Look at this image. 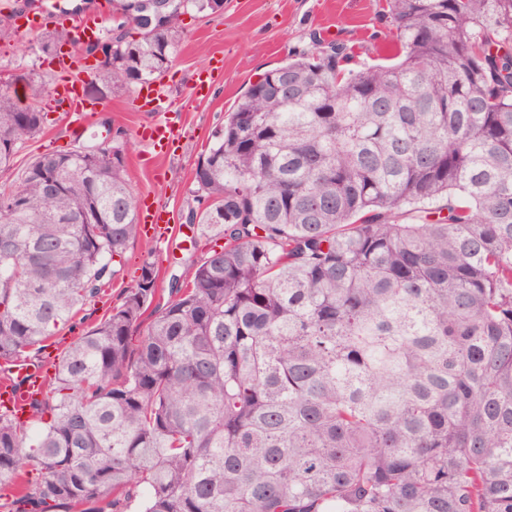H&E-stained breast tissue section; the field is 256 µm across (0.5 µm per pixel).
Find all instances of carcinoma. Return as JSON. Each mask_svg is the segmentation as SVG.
<instances>
[{
    "label": "carcinoma",
    "mask_w": 512,
    "mask_h": 512,
    "mask_svg": "<svg viewBox=\"0 0 512 512\" xmlns=\"http://www.w3.org/2000/svg\"><path fill=\"white\" fill-rule=\"evenodd\" d=\"M109 2L98 100L160 79L183 16L220 9ZM386 7L395 57L295 53L214 130L190 218L224 244L173 299L143 325L144 260L58 353L31 430L0 413V487L42 474L10 512H512V0ZM47 93L0 82L1 174ZM124 159L117 130L110 160L44 153L0 185L1 363L112 285L140 233Z\"/></svg>",
    "instance_id": "1"
}]
</instances>
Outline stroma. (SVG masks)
Segmentation results:
<instances>
[{
  "instance_id": "stroma-1",
  "label": "stroma",
  "mask_w": 512,
  "mask_h": 512,
  "mask_svg": "<svg viewBox=\"0 0 512 512\" xmlns=\"http://www.w3.org/2000/svg\"><path fill=\"white\" fill-rule=\"evenodd\" d=\"M183 27L179 52L162 78L169 100L161 113L144 111L132 88L112 93L97 111L88 114L80 128L68 115L49 111L43 134L27 143L6 175L8 181L18 180L33 156L72 148L78 139L89 142L107 119L123 133L129 185L137 196L155 199L169 209L174 235L165 240L141 235L129 243L111 288L79 312L89 324L121 304L126 289L136 283L144 259H152L159 270L155 300L162 304L169 298L170 276L176 271L174 258L191 247L205 252V243H194V230L186 221L188 213L199 207L193 169L212 131L250 84L289 55L313 50L318 44L346 46L357 65L378 63L397 52L383 0H224L222 14L207 18L187 15ZM41 31L21 30L15 37L0 40V77L32 71L47 85H54L59 73L40 49ZM214 56L224 60L223 73L215 77L214 92L205 98L191 97L193 73ZM161 115L181 126L182 140L174 153L154 162L148 160L136 132Z\"/></svg>"
}]
</instances>
